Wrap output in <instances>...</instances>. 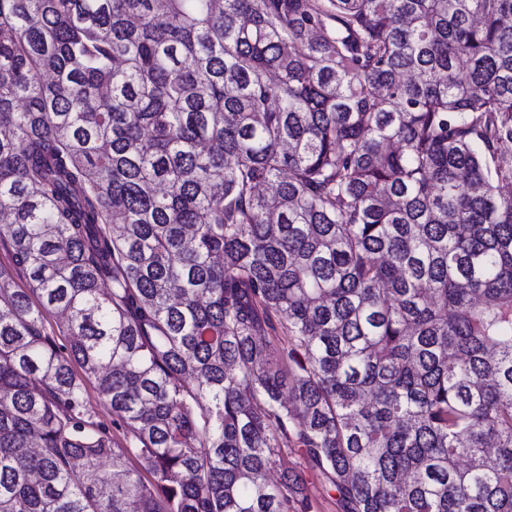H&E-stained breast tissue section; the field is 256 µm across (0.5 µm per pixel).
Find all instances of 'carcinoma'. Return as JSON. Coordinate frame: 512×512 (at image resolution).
Segmentation results:
<instances>
[{"instance_id": "carcinoma-1", "label": "carcinoma", "mask_w": 512, "mask_h": 512, "mask_svg": "<svg viewBox=\"0 0 512 512\" xmlns=\"http://www.w3.org/2000/svg\"><path fill=\"white\" fill-rule=\"evenodd\" d=\"M0 214V512H512V0H0ZM87 402L95 420L107 425L111 429L116 444L122 447L128 446L125 433L112 427V409L109 404L98 394L94 385L89 383L87 384ZM282 470H288L300 476L306 494L313 505L311 512H343L338 501V493L329 489L325 478L308 463L300 449H281L280 465L271 472V479H277Z\"/></svg>"}]
</instances>
